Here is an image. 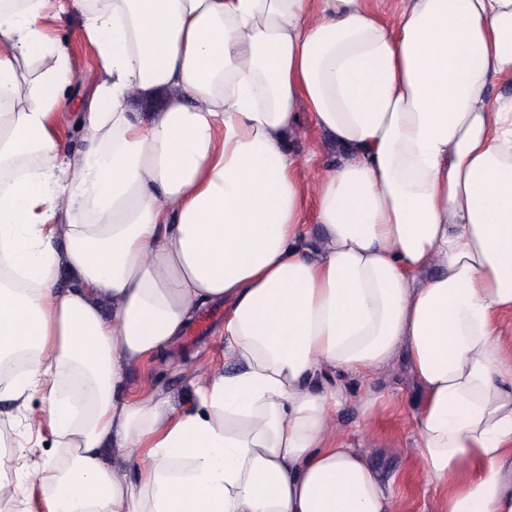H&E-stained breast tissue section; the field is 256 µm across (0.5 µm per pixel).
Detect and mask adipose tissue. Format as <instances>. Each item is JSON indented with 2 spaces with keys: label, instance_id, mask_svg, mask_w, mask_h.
I'll return each instance as SVG.
<instances>
[{
  "label": "adipose tissue",
  "instance_id": "adipose-tissue-1",
  "mask_svg": "<svg viewBox=\"0 0 512 512\" xmlns=\"http://www.w3.org/2000/svg\"><path fill=\"white\" fill-rule=\"evenodd\" d=\"M0 7V382L26 442L0 504L43 512H396L336 436L350 379L404 366L439 512H512V0H101L86 150L59 165L72 79L43 25ZM162 98L136 119L130 96ZM309 113L340 154L313 185L288 148ZM316 202L320 235L305 225ZM224 357L181 394L136 393L199 310ZM42 409L26 411L32 396ZM50 428L68 467L28 469Z\"/></svg>",
  "mask_w": 512,
  "mask_h": 512
}]
</instances>
